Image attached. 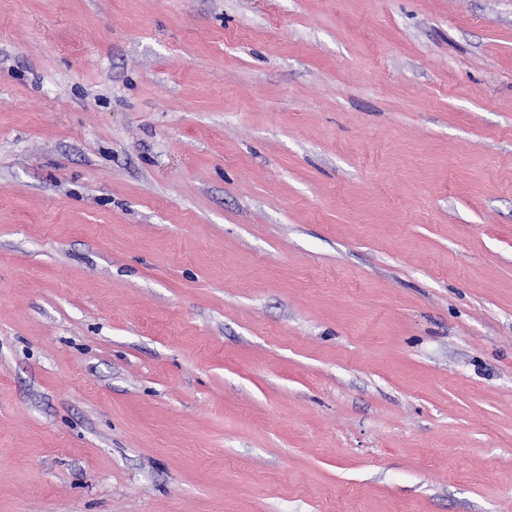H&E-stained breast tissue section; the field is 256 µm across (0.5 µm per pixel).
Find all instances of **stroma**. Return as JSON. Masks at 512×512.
I'll return each mask as SVG.
<instances>
[{
  "label": "stroma",
  "mask_w": 512,
  "mask_h": 512,
  "mask_svg": "<svg viewBox=\"0 0 512 512\" xmlns=\"http://www.w3.org/2000/svg\"><path fill=\"white\" fill-rule=\"evenodd\" d=\"M0 512H512V0H0Z\"/></svg>",
  "instance_id": "1"
}]
</instances>
